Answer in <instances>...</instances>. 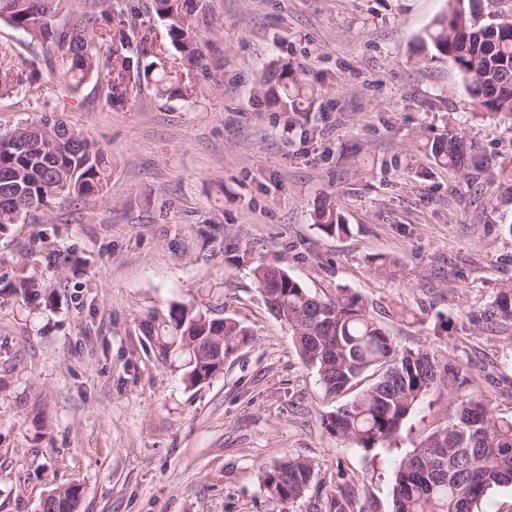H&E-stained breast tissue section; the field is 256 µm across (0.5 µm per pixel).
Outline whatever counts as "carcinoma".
<instances>
[{
    "label": "carcinoma",
    "mask_w": 512,
    "mask_h": 512,
    "mask_svg": "<svg viewBox=\"0 0 512 512\" xmlns=\"http://www.w3.org/2000/svg\"><path fill=\"white\" fill-rule=\"evenodd\" d=\"M152 12L164 22L163 42L153 38L151 24L135 25L110 8L87 12L65 0H0V20L39 41L44 55L60 63L66 84L93 79L110 106L124 105L144 83L159 97L188 99L194 89L180 68L210 70L211 0H152ZM417 54L451 62L481 111L512 116V16L484 11L482 0H448L419 39ZM19 87L42 94L36 70L0 47V98ZM260 96L293 119L311 98L288 62L273 67ZM430 153L467 181L482 169L473 144L453 133L434 139ZM111 173L112 159L63 121L45 116L38 126L19 124L0 134V234L36 220L38 212L49 215L58 204L103 194ZM492 179L498 183L494 207L512 204V160L501 162ZM315 219L327 234L346 231L332 198L318 201ZM251 274L325 396L336 398L366 372L375 374L352 400L323 416L328 432L365 451H391L410 420L432 416L413 448L394 459L393 512H474L489 490L512 485V417L494 414L478 380L447 349L399 346L361 296L340 290L321 297L277 262H260ZM0 298L53 305L34 267L0 275ZM483 321L512 322L511 283L499 289ZM142 330L188 387L210 383L250 340L247 327L219 314L218 306L203 310L178 301L148 314ZM314 472L312 462L288 456L263 471V486L291 502L305 493ZM79 502L80 485L71 484L52 491L43 512H79Z\"/></svg>",
    "instance_id": "obj_1"
}]
</instances>
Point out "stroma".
<instances>
[{
  "instance_id": "obj_1",
  "label": "stroma",
  "mask_w": 512,
  "mask_h": 512,
  "mask_svg": "<svg viewBox=\"0 0 512 512\" xmlns=\"http://www.w3.org/2000/svg\"><path fill=\"white\" fill-rule=\"evenodd\" d=\"M223 58L192 99L146 89L105 104L95 81L61 84L41 47L0 21V47L37 62L42 95L0 99V131L49 112L112 159L107 191L0 237V270L36 240L78 267L41 268L52 308L0 303V512H37L82 487L80 512H392V469L328 433L337 402L265 306L249 262L280 261L312 293L357 292L403 347L448 349L497 415L512 416V323L480 314L512 282V206L486 178L436 165L435 137L472 140L486 165L512 157V118L480 115L450 63L414 47L445 0H213ZM314 90L300 123L253 98L275 60ZM335 199L348 233L315 204ZM389 256V275L368 259ZM222 305L251 342L209 384L186 388L140 330L171 301ZM45 429L32 425L37 411ZM314 478L283 503L262 471L283 456ZM315 219L318 227L326 234L346 231L336 201L332 198H321L315 207Z\"/></svg>"
}]
</instances>
